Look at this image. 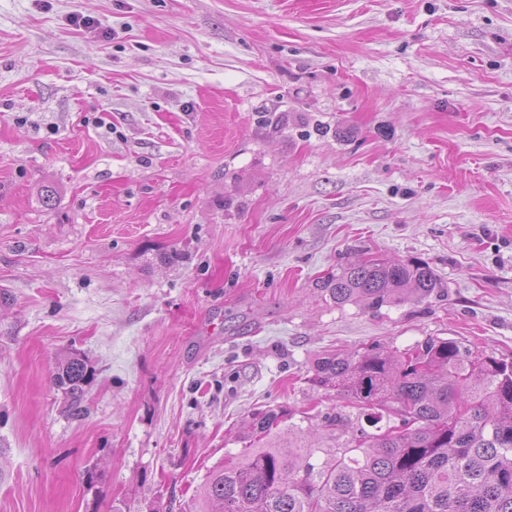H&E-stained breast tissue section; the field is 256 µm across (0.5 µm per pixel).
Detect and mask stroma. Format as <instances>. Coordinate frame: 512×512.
<instances>
[{
    "label": "stroma",
    "mask_w": 512,
    "mask_h": 512,
    "mask_svg": "<svg viewBox=\"0 0 512 512\" xmlns=\"http://www.w3.org/2000/svg\"><path fill=\"white\" fill-rule=\"evenodd\" d=\"M372 258L444 288L317 289ZM429 336L512 358V0H0V512H201L253 412L347 439L317 358ZM316 286L338 307L362 304L378 310L409 296L429 298L441 288V282L426 261L404 264L371 259L351 263L317 281ZM90 376L91 373L85 359L75 353L61 361L55 381L65 390L72 402L78 404L82 400L84 387L88 384Z\"/></svg>",
    "instance_id": "stroma-1"
}]
</instances>
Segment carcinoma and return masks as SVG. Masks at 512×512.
I'll list each match as a JSON object with an SVG mask.
<instances>
[{
	"label": "carcinoma",
	"instance_id": "carcinoma-1",
	"mask_svg": "<svg viewBox=\"0 0 512 512\" xmlns=\"http://www.w3.org/2000/svg\"><path fill=\"white\" fill-rule=\"evenodd\" d=\"M316 286L338 307L378 310L441 282L426 261L371 259ZM90 376L75 353L55 381L77 404ZM314 381L348 396L374 432L319 450L279 432L284 412L258 411V447L208 477L205 512H512V361L429 336L399 353L326 354ZM319 451L328 459L314 464Z\"/></svg>",
	"mask_w": 512,
	"mask_h": 512
}]
</instances>
